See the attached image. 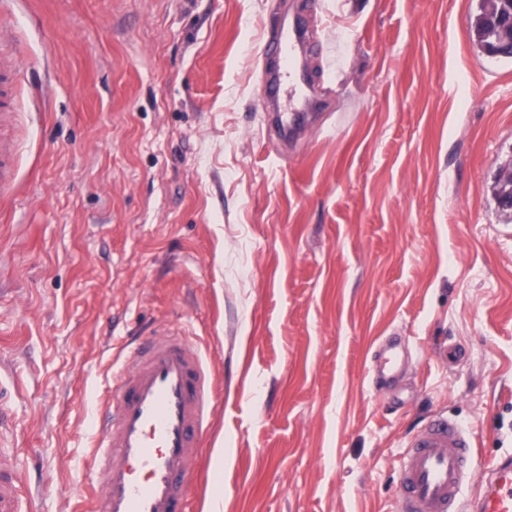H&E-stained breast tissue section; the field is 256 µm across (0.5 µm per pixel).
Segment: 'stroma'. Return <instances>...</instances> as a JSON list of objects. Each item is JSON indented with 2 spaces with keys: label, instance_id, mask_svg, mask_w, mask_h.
<instances>
[{
  "label": "stroma",
  "instance_id": "35a3bbf8",
  "mask_svg": "<svg viewBox=\"0 0 512 512\" xmlns=\"http://www.w3.org/2000/svg\"><path fill=\"white\" fill-rule=\"evenodd\" d=\"M327 108L265 124L289 0H17L20 177L0 204V374L42 512H82L127 343L178 324L216 380L187 512H395L406 446L512 452V59L476 0H313ZM410 352L377 392L389 336ZM512 11V0H479L477 11L471 20V30L477 47L490 57L512 58L510 55H491V49L506 40H512V32L499 28L494 22L496 14Z\"/></svg>",
  "mask_w": 512,
  "mask_h": 512
}]
</instances>
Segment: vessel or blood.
Masks as SVG:
<instances>
[{
  "mask_svg": "<svg viewBox=\"0 0 512 512\" xmlns=\"http://www.w3.org/2000/svg\"><path fill=\"white\" fill-rule=\"evenodd\" d=\"M311 34L284 25L262 34L264 86L277 105L274 121L287 127L305 112L308 69L302 59ZM17 55L0 54V196L18 176L11 136ZM404 354L398 340L382 344L373 370L385 385L397 378ZM213 381L184 329L169 326L133 352L97 412L101 438L91 458L100 489L89 512H186L188 480L206 427ZM14 424L0 384V512H31L21 474L8 456ZM475 469L471 435L446 416L430 419L410 440L397 477V512H512V456L485 472L474 499L464 489Z\"/></svg>",
  "mask_w": 512,
  "mask_h": 512,
  "instance_id": "vessel-or-blood-1",
  "label": "vessel or blood"
}]
</instances>
